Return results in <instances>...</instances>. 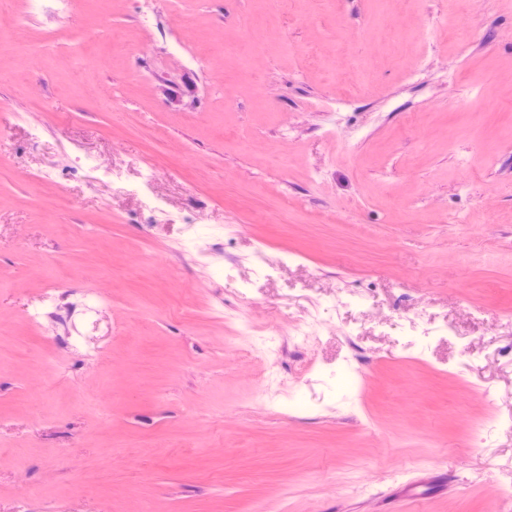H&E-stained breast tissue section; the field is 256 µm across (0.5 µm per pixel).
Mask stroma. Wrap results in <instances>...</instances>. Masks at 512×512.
<instances>
[{"instance_id":"obj_1","label":"stroma","mask_w":512,"mask_h":512,"mask_svg":"<svg viewBox=\"0 0 512 512\" xmlns=\"http://www.w3.org/2000/svg\"><path fill=\"white\" fill-rule=\"evenodd\" d=\"M60 278L90 350L28 319ZM21 506L512 512V0H0Z\"/></svg>"}]
</instances>
